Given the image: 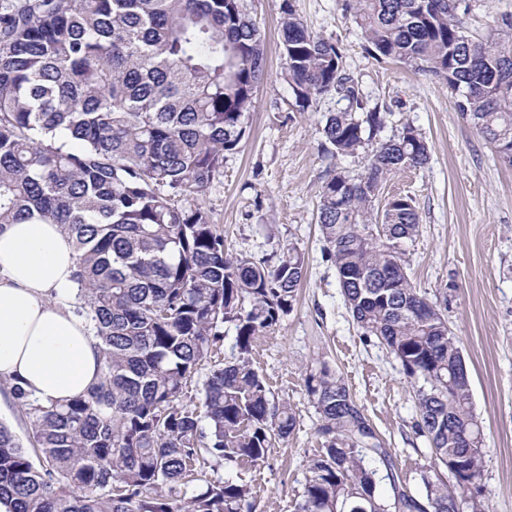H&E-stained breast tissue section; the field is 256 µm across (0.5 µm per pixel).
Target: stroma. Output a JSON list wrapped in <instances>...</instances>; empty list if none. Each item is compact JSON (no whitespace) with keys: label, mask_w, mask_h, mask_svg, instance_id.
<instances>
[{"label":"stroma","mask_w":512,"mask_h":512,"mask_svg":"<svg viewBox=\"0 0 512 512\" xmlns=\"http://www.w3.org/2000/svg\"><path fill=\"white\" fill-rule=\"evenodd\" d=\"M283 2L245 0L265 39L266 73L254 93L250 132L237 150L225 153L224 175L203 204L230 251L259 258L292 243L305 255L306 275L293 310L258 336L252 352L272 399L288 400L299 424L263 462L229 464L224 471L251 485L258 512H296L310 461L324 447L304 382L306 370L323 361L344 377L391 452L403 486L422 496L421 474L432 451L412 429V387L385 347L361 341L336 269L323 254L317 218L327 172L360 175L367 154L334 157L322 147L325 116L347 105L340 96L298 111L279 48ZM291 2L312 31L338 42L345 72L386 114L383 136L410 124L429 146L427 164L388 179L377 201L398 194L414 200L421 232L407 274L429 299L446 300L444 314L462 348L473 411L484 432L478 498L486 512H512V164L461 118L443 81L407 64L373 59L341 0ZM460 5L465 26L478 38L512 17V0Z\"/></svg>","instance_id":"obj_1"}]
</instances>
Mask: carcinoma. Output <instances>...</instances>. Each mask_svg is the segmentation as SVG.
<instances>
[{
	"mask_svg": "<svg viewBox=\"0 0 512 512\" xmlns=\"http://www.w3.org/2000/svg\"><path fill=\"white\" fill-rule=\"evenodd\" d=\"M342 8L375 59L442 80L461 117L512 162V20L476 39L457 0ZM280 36L300 111L327 95L347 100L326 116L324 143L337 155L370 149L363 174L338 171L320 186L323 252L363 340L384 345L413 386L414 432L434 457L425 497L399 493L391 453L323 364L305 384L324 451L297 512H481L483 437L464 439L476 418L459 341L406 272L419 214L402 195L375 208L388 178L426 164L427 142L411 125L374 142L385 115L344 72L336 41L311 31L290 0ZM265 66L244 0H0V226L57 224L68 236L78 313L101 359L82 398L43 405L12 387L41 457L34 464L0 422L8 512H256L250 485L221 470L264 461L297 427L251 352L293 310L305 260L296 246L274 259L229 252L200 199L245 138ZM227 324L236 355L211 366L200 404L183 403Z\"/></svg>",
	"mask_w": 512,
	"mask_h": 512,
	"instance_id": "carcinoma-1",
	"label": "carcinoma"
}]
</instances>
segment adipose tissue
I'll return each instance as SVG.
<instances>
[{
  "label": "adipose tissue",
  "instance_id": "adipose-tissue-1",
  "mask_svg": "<svg viewBox=\"0 0 512 512\" xmlns=\"http://www.w3.org/2000/svg\"><path fill=\"white\" fill-rule=\"evenodd\" d=\"M76 254L55 224L0 226V378L42 403L85 396L101 373L76 312Z\"/></svg>",
  "mask_w": 512,
  "mask_h": 512
}]
</instances>
